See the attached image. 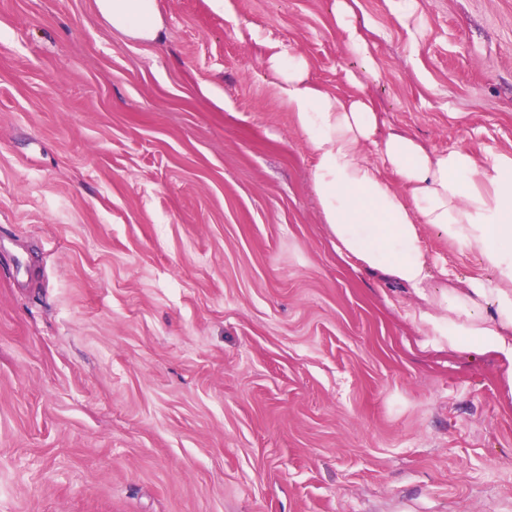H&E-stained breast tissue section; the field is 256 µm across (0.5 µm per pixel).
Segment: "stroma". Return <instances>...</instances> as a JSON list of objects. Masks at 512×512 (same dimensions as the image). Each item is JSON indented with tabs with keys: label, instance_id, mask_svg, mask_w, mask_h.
Returning a JSON list of instances; mask_svg holds the SVG:
<instances>
[{
	"label": "stroma",
	"instance_id": "obj_1",
	"mask_svg": "<svg viewBox=\"0 0 512 512\" xmlns=\"http://www.w3.org/2000/svg\"><path fill=\"white\" fill-rule=\"evenodd\" d=\"M0 0V512H512L500 365L423 335L318 211L273 54L347 90L333 0ZM389 124L512 150V0H359ZM434 287L478 259L431 227ZM97 4L113 28L145 40L160 38L156 0H98ZM389 9L395 20L409 33L411 43L416 40L417 35L420 33L419 29L415 28L414 31L410 28V21L415 13L416 0H387Z\"/></svg>",
	"mask_w": 512,
	"mask_h": 512
}]
</instances>
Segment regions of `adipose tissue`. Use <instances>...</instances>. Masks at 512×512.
<instances>
[{"mask_svg":"<svg viewBox=\"0 0 512 512\" xmlns=\"http://www.w3.org/2000/svg\"><path fill=\"white\" fill-rule=\"evenodd\" d=\"M356 2L334 0L333 9L343 47L363 59L360 71L346 75L349 92L315 84L303 53L267 61L272 91L312 154L322 219L343 259L382 272L428 303L417 316L427 335L447 337L452 352L494 356L512 388V150H439L392 128L368 90L378 65ZM98 8L121 32L151 41L160 36L156 0H98ZM426 225L476 254L483 275L431 292Z\"/></svg>","mask_w":512,"mask_h":512,"instance_id":"obj_1","label":"adipose tissue"}]
</instances>
